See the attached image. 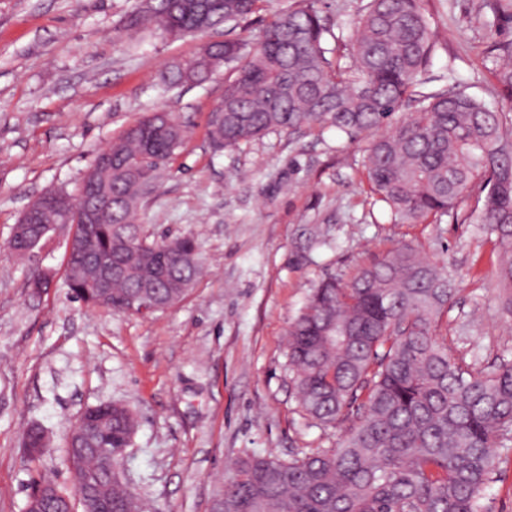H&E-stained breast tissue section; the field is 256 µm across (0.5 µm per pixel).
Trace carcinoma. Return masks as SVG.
Here are the masks:
<instances>
[{
    "label": "carcinoma",
    "mask_w": 512,
    "mask_h": 512,
    "mask_svg": "<svg viewBox=\"0 0 512 512\" xmlns=\"http://www.w3.org/2000/svg\"><path fill=\"white\" fill-rule=\"evenodd\" d=\"M270 4L136 0L128 26L194 36L269 10L257 41L210 40L163 76L168 85L201 84L224 69V93L207 120L212 150L303 126L353 141L371 133L366 176L395 223L443 216L474 191L485 193L466 221L497 234L498 280L511 289L512 116L458 84L422 91L438 46L425 0H368L345 62L333 58L339 37L316 0H296L285 11ZM490 53L500 95L512 104V41L493 42ZM406 105L415 111L398 115ZM184 139L174 113L146 114L112 142V157L99 152L100 178L69 197L75 235L93 243L66 268L68 288L87 307L126 313L128 297L147 288L163 311L193 288L202 270L196 241L149 242L138 224L139 177L149 172L160 181ZM104 251L124 270L108 302L95 291L92 257ZM452 296L448 279L411 245L388 250L346 284H318L287 332L299 404L323 425L351 412L359 424L334 448L288 460L241 458L224 481L223 512H487L496 448L512 443V364L484 372L458 361L436 334ZM86 413L102 419L112 452L132 445V412L101 403ZM80 464L112 485V512H127L134 498L127 484L93 455Z\"/></svg>",
    "instance_id": "cac0c4a2"
}]
</instances>
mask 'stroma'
<instances>
[{
  "label": "stroma",
  "mask_w": 512,
  "mask_h": 512,
  "mask_svg": "<svg viewBox=\"0 0 512 512\" xmlns=\"http://www.w3.org/2000/svg\"><path fill=\"white\" fill-rule=\"evenodd\" d=\"M367 0H319L351 40ZM134 0H0V512H25L37 480L71 490L67 435L78 415L125 404L138 428L122 461L149 512H209L249 453L280 459L336 441L356 416L327 427L301 409L285 332L312 288L349 281L389 249L410 244L455 290L437 331L456 357L491 371L512 362V311L496 278L495 232L460 218L397 224L373 204L366 139L302 128L214 153L207 115L224 75L164 88L168 66L201 37L130 30ZM440 34L424 90L456 79L488 105L500 99L487 52L488 0H427ZM176 113L187 138L141 212L144 237L187 235L206 273L175 306L143 317L89 309L65 281L70 227L34 257L9 249L27 206L50 190L78 195L98 152L147 113ZM52 270L34 292L36 268ZM41 427L38 458L23 435Z\"/></svg>",
  "instance_id": "stroma-1"
}]
</instances>
